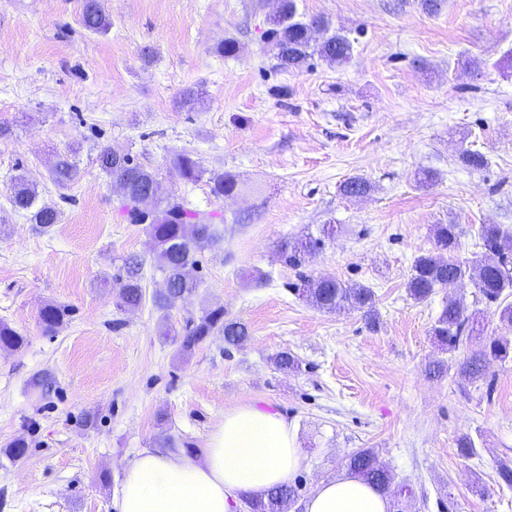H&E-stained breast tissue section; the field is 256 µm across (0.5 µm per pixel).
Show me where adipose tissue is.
<instances>
[{"label": "adipose tissue", "mask_w": 512, "mask_h": 512, "mask_svg": "<svg viewBox=\"0 0 512 512\" xmlns=\"http://www.w3.org/2000/svg\"><path fill=\"white\" fill-rule=\"evenodd\" d=\"M303 460L292 425L256 404L224 415L200 453L141 451L112 502L115 512H235L287 483ZM304 512H390L387 495L344 472L317 485Z\"/></svg>", "instance_id": "1"}]
</instances>
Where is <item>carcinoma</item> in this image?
<instances>
[{"instance_id":"1","label":"carcinoma","mask_w":512,"mask_h":512,"mask_svg":"<svg viewBox=\"0 0 512 512\" xmlns=\"http://www.w3.org/2000/svg\"><path fill=\"white\" fill-rule=\"evenodd\" d=\"M295 0H281L280 15L274 17L269 30V42L277 51L280 64L285 69H302L313 53L329 62L345 63L353 54V44L344 35L336 33L323 40L318 47L311 45L309 32L313 25L324 24L320 19L308 22L295 19ZM81 21L94 33H105L112 26L101 7L100 0H82ZM98 164L112 183L123 186L124 194L119 201V211L130 224H146L155 241V268L162 274L163 287L156 292V305L167 310L178 300L192 294L198 283L185 278L183 269L197 264V254L213 246L218 240L213 217L205 212L188 209L166 192L160 174L139 162L130 154L117 156L109 147L101 148ZM170 168L186 182L195 183L203 174L200 162L189 152L173 154ZM78 170L70 154L56 155L51 176L61 189L69 187ZM238 182L234 175L221 173L211 177V194L216 198L237 192ZM38 194L26 177L18 174L11 187L10 202L14 210L23 212L31 223L49 228L59 223L61 212L54 206L37 203ZM484 257L462 262L454 256L457 249V232L454 224H437L434 227V251L421 255L415 261L413 273L407 283L411 298L424 302L435 289L447 284L452 273L469 279L488 304L497 306L499 321L512 328V302L504 299L512 292V233L499 224H482L478 229ZM140 267L135 263L128 267L126 277L120 279L118 299L124 307L139 306L144 297ZM300 293L319 309H336L348 306L369 314L374 307L373 291L363 285H345L333 279L305 277L301 280ZM67 308L47 304L39 315L43 331L56 333L64 324ZM469 317L466 307L457 299H450L442 308L433 327L437 341L456 349L463 341ZM220 329L224 342L241 346L249 338L246 324L224 319V307L207 309L198 318L185 322L180 340V352L190 353L203 343L211 333ZM26 338L6 323L0 322V347L18 350ZM512 360V344L500 339L489 340L464 357L457 367L460 377L475 381L482 377L488 359ZM277 368L296 371L298 359L289 351H280L274 357ZM376 456L369 448L359 449L347 456V471L384 494L401 495L405 488L391 491L394 477L389 471L374 466ZM295 498V489L284 484L270 491L266 497L248 502L251 512H288V503Z\"/></svg>"}]
</instances>
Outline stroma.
<instances>
[{
	"instance_id": "1",
	"label": "stroma",
	"mask_w": 512,
	"mask_h": 512,
	"mask_svg": "<svg viewBox=\"0 0 512 512\" xmlns=\"http://www.w3.org/2000/svg\"><path fill=\"white\" fill-rule=\"evenodd\" d=\"M101 2L104 35L83 27L82 0H0V322L26 338L0 350V512H113L139 452L165 433L201 450L247 403L294 424L303 465L289 512L360 448L409 487L404 512H512L499 477L512 465V361L461 380L455 365L476 341L451 351L431 328L457 298L481 335L512 330L470 281L420 303L406 288L435 225H456L463 259L479 253L480 225L512 231V0H438L433 13L421 0H296L299 19L327 23L313 43L340 33L353 44L348 62L315 55L299 71L280 68L266 39L278 0ZM229 38L236 53L219 54ZM187 88L202 94L191 110L178 105ZM103 146L224 218L192 271L197 291L166 311L153 299V241L118 212L96 162ZM466 149L485 167L466 166ZM69 150L80 176L62 192L49 169ZM183 150L235 175V196L176 176L169 159ZM423 169L435 175L426 187ZM19 173L59 224L45 231L13 209ZM352 177L366 194L342 193ZM327 224L335 237L289 265L281 241L323 238ZM132 260L146 297L121 309L115 289ZM303 275L371 288L372 316L312 306L295 290ZM48 303L68 309L53 335L39 320ZM218 306L247 324L248 341L228 346L216 331L181 355L173 333ZM282 350L299 371L276 368ZM437 361L447 370L434 377ZM17 439L28 453L15 461L6 448Z\"/></svg>"
}]
</instances>
